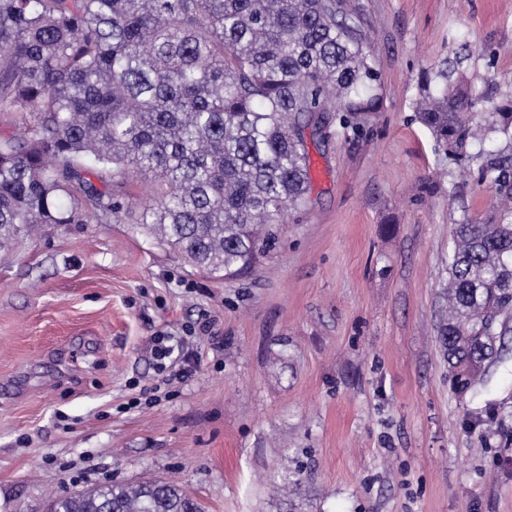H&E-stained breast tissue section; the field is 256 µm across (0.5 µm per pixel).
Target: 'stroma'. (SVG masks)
<instances>
[{
  "label": "stroma",
  "mask_w": 512,
  "mask_h": 512,
  "mask_svg": "<svg viewBox=\"0 0 512 512\" xmlns=\"http://www.w3.org/2000/svg\"><path fill=\"white\" fill-rule=\"evenodd\" d=\"M342 7L380 107L310 146L311 203L251 274L208 276L146 235L137 178L112 222L0 251V512L145 481L205 512H512V331L463 395L438 339L453 226L494 195L478 161L440 163L412 110L463 43L473 95L512 83V0Z\"/></svg>",
  "instance_id": "stroma-1"
}]
</instances>
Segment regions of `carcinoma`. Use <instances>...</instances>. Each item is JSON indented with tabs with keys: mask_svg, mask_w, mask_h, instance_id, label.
<instances>
[{
	"mask_svg": "<svg viewBox=\"0 0 512 512\" xmlns=\"http://www.w3.org/2000/svg\"><path fill=\"white\" fill-rule=\"evenodd\" d=\"M367 38L339 0H0V249L47 224L112 221L109 174L156 196L138 224L199 271L230 280L309 202L305 130L356 131L379 101ZM462 57L428 68L412 103L445 160L467 145L501 200L454 227L439 323L459 393L497 357L485 321L512 314V84L500 104L464 87ZM56 512H202L182 488L101 485Z\"/></svg>",
	"mask_w": 512,
	"mask_h": 512,
	"instance_id": "1",
	"label": "carcinoma"
}]
</instances>
